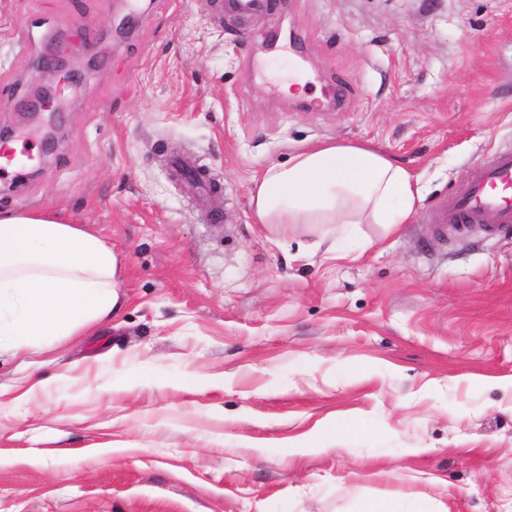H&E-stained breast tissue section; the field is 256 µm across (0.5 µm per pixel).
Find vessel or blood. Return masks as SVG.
<instances>
[{
    "instance_id": "1",
    "label": "vessel or blood",
    "mask_w": 512,
    "mask_h": 512,
    "mask_svg": "<svg viewBox=\"0 0 512 512\" xmlns=\"http://www.w3.org/2000/svg\"><path fill=\"white\" fill-rule=\"evenodd\" d=\"M32 159L28 148L0 146V174L9 175ZM491 218L500 225L512 224V150L495 152L489 162L467 173L455 194L433 215L443 229H462Z\"/></svg>"
}]
</instances>
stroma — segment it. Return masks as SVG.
I'll return each instance as SVG.
<instances>
[{
	"label": "stroma",
	"mask_w": 512,
	"mask_h": 512,
	"mask_svg": "<svg viewBox=\"0 0 512 512\" xmlns=\"http://www.w3.org/2000/svg\"><path fill=\"white\" fill-rule=\"evenodd\" d=\"M271 3L148 0L119 43L123 0H0V130L43 158L0 210L91 225L118 297L41 364L0 355V512H512V226L432 222L512 146V0ZM49 29L95 49L81 86L36 75ZM39 83L65 106L48 156ZM336 139L411 172L410 223H259L262 171Z\"/></svg>",
	"instance_id": "stroma-1"
}]
</instances>
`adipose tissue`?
I'll list each match as a JSON object with an SVG mask.
<instances>
[{
  "label": "adipose tissue",
  "instance_id": "1",
  "mask_svg": "<svg viewBox=\"0 0 512 512\" xmlns=\"http://www.w3.org/2000/svg\"><path fill=\"white\" fill-rule=\"evenodd\" d=\"M412 174L367 144L316 143L270 164L252 190L263 224L408 223ZM116 258L99 235L51 208L0 211V350H44L111 317Z\"/></svg>",
  "mask_w": 512,
  "mask_h": 512
}]
</instances>
